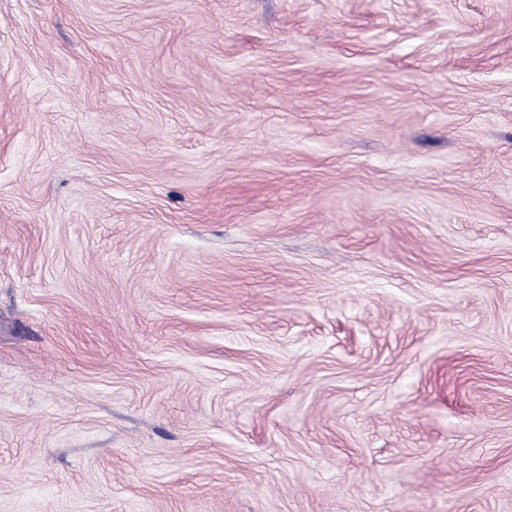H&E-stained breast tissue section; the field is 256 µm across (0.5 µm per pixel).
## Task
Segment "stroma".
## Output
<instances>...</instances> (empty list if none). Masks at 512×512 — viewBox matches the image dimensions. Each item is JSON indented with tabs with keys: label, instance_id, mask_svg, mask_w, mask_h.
Segmentation results:
<instances>
[{
	"label": "stroma",
	"instance_id": "1",
	"mask_svg": "<svg viewBox=\"0 0 512 512\" xmlns=\"http://www.w3.org/2000/svg\"><path fill=\"white\" fill-rule=\"evenodd\" d=\"M0 512H512V0H0Z\"/></svg>",
	"mask_w": 512,
	"mask_h": 512
}]
</instances>
